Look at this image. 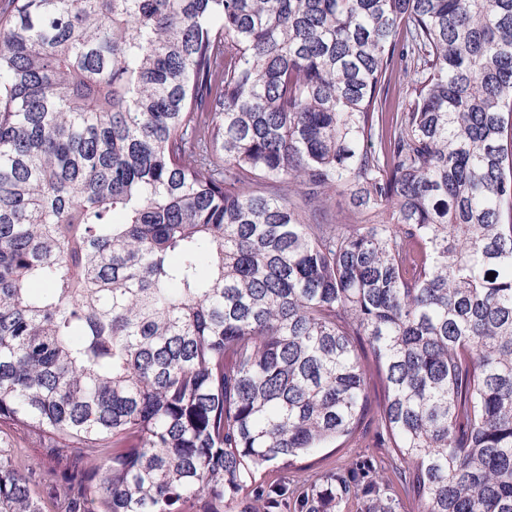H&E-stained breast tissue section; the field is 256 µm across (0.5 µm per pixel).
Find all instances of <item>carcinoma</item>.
Segmentation results:
<instances>
[{
	"instance_id": "carcinoma-1",
	"label": "carcinoma",
	"mask_w": 512,
	"mask_h": 512,
	"mask_svg": "<svg viewBox=\"0 0 512 512\" xmlns=\"http://www.w3.org/2000/svg\"><path fill=\"white\" fill-rule=\"evenodd\" d=\"M0 425V512H512V0H0ZM327 218L332 224H353L354 216L349 210L345 194L340 191L331 193ZM375 431L376 423L368 422L354 441L347 444L339 440L332 447L324 448L317 455L304 460L303 464H312L313 469L326 471L368 458L380 459L384 448H377ZM1 431L0 448H23L21 454L27 461L35 460L47 463L43 441L27 439L5 427Z\"/></svg>"
}]
</instances>
